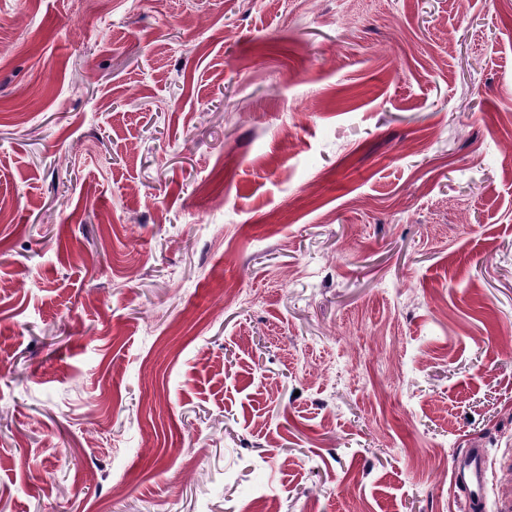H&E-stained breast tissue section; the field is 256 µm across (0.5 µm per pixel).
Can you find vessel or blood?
<instances>
[{"label": "vessel or blood", "mask_w": 512, "mask_h": 512, "mask_svg": "<svg viewBox=\"0 0 512 512\" xmlns=\"http://www.w3.org/2000/svg\"><path fill=\"white\" fill-rule=\"evenodd\" d=\"M451 483L458 493L461 512H512V497L489 500L485 449L473 447L454 457Z\"/></svg>", "instance_id": "b4317fda"}]
</instances>
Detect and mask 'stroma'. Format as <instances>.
Masks as SVG:
<instances>
[{
	"label": "stroma",
	"mask_w": 512,
	"mask_h": 512,
	"mask_svg": "<svg viewBox=\"0 0 512 512\" xmlns=\"http://www.w3.org/2000/svg\"><path fill=\"white\" fill-rule=\"evenodd\" d=\"M0 41V512H460L473 443L512 489V0Z\"/></svg>",
	"instance_id": "obj_1"
}]
</instances>
